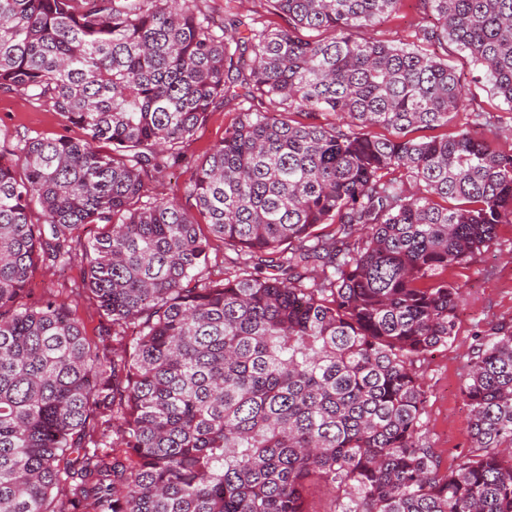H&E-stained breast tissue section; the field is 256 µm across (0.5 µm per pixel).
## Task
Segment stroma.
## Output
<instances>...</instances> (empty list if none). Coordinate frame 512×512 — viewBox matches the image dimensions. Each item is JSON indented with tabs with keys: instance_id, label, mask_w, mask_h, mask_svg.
<instances>
[{
	"instance_id": "stroma-1",
	"label": "stroma",
	"mask_w": 512,
	"mask_h": 512,
	"mask_svg": "<svg viewBox=\"0 0 512 512\" xmlns=\"http://www.w3.org/2000/svg\"><path fill=\"white\" fill-rule=\"evenodd\" d=\"M205 8L218 22L230 12L261 18L273 28L285 24L282 17L269 12L265 0H207ZM434 22L421 0H403L400 12L370 30L369 35L391 44L408 45L415 42L421 28ZM435 51L455 70L473 106L494 115L495 126L501 133L500 148L506 152L512 150V112L485 81L482 67L446 46H436ZM241 108L240 100L232 99L211 112L206 123L187 143V158L201 159L223 138L225 128L235 121ZM61 135L80 139L84 133L39 101L19 93L0 94V146L14 145L26 137ZM80 275V266L76 263L37 268L28 285L30 296L35 300L66 297L69 288L79 282ZM448 278L463 293L457 309V334L454 341L438 348L419 369L426 391V441L444 470L453 466L471 446L470 410L463 388L473 338L496 325L512 323V225H500L496 238L466 265L449 270Z\"/></svg>"
}]
</instances>
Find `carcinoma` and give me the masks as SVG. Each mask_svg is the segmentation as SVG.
Returning a JSON list of instances; mask_svg holds the SVG:
<instances>
[{"mask_svg": "<svg viewBox=\"0 0 512 512\" xmlns=\"http://www.w3.org/2000/svg\"><path fill=\"white\" fill-rule=\"evenodd\" d=\"M266 2L288 26L0 0V92L84 131L0 149V512H311L312 481L330 512H512V326L474 336L472 446L444 472L417 369L456 336L448 270L512 224V152L467 127L407 137L470 107L439 55L356 36L403 0ZM422 2L421 40L485 67L512 112V0ZM229 96L249 107L184 198L150 195ZM213 238L235 253L219 279ZM74 260L110 344L26 301L37 267Z\"/></svg>", "mask_w": 512, "mask_h": 512, "instance_id": "cac0c4a2", "label": "carcinoma"}]
</instances>
